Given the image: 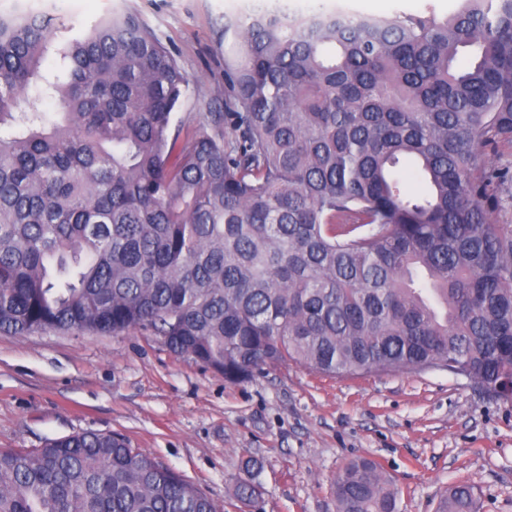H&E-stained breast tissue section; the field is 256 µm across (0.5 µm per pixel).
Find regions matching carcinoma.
I'll return each instance as SVG.
<instances>
[{"mask_svg": "<svg viewBox=\"0 0 512 512\" xmlns=\"http://www.w3.org/2000/svg\"><path fill=\"white\" fill-rule=\"evenodd\" d=\"M0 16V331L164 337L229 382L296 363L330 376L445 370L512 400V0L357 23L258 7L224 23V111L180 139L175 56L139 15L82 34ZM477 55L455 67L459 49ZM59 72L45 75L49 52ZM31 86L57 119L19 109ZM412 161L429 192L395 177ZM338 512H397L369 460ZM468 485L442 512H478ZM0 512H216L119 435L0 450ZM494 219L498 224L512 225V184L495 189Z\"/></svg>", "mask_w": 512, "mask_h": 512, "instance_id": "1", "label": "carcinoma"}]
</instances>
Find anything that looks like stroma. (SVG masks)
I'll use <instances>...</instances> for the list:
<instances>
[{
	"mask_svg": "<svg viewBox=\"0 0 512 512\" xmlns=\"http://www.w3.org/2000/svg\"><path fill=\"white\" fill-rule=\"evenodd\" d=\"M254 3L0 0V13L31 9L79 30L118 7L137 12L188 82L172 122L197 132L224 109V21ZM85 431L124 436L218 512H337L334 480L360 459L381 469L399 512H438L459 484L480 512H512V402L448 372L334 378L288 364L231 383L141 328L0 332V449ZM249 462L260 496L247 508L235 489Z\"/></svg>",
	"mask_w": 512,
	"mask_h": 512,
	"instance_id": "1",
	"label": "stroma"
}]
</instances>
